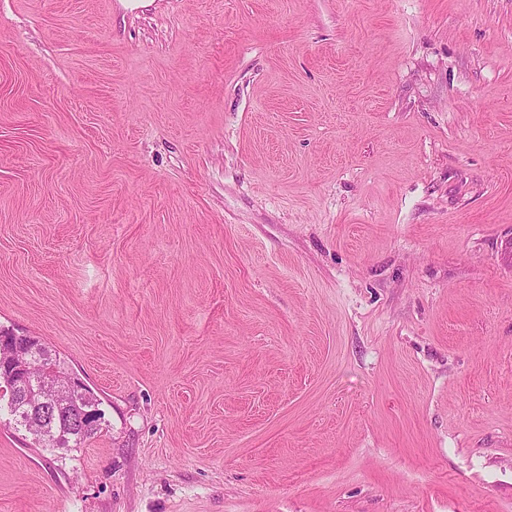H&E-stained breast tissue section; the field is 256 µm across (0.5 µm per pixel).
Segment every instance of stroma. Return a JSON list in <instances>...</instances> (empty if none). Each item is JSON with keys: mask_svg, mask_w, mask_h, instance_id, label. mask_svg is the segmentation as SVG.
<instances>
[{"mask_svg": "<svg viewBox=\"0 0 512 512\" xmlns=\"http://www.w3.org/2000/svg\"><path fill=\"white\" fill-rule=\"evenodd\" d=\"M0 512H512V0H0ZM28 348L25 350L24 357L26 360H31L35 367L27 376V369L29 365L24 361L18 363L17 371L24 372L22 377H26V381H22L20 378L12 375L7 370L2 369L0 365V379H3L0 388H4L5 394L1 395L4 397L8 394V408L12 418L16 425L24 426L29 432L35 435L39 442H42L45 446L49 447H69V443L73 442L74 448H79L87 438H89L96 428H92V410H86L83 408L75 409L72 407L71 396L74 391H78L81 394H86V384L81 378L75 374L70 375V379L67 384V391L69 394L70 401H60L57 399H48L41 394V392L33 393L27 389L19 391L17 398L21 399L25 403H28L31 408V414L29 415L30 421L32 418L38 417L43 420L59 421L66 423L69 427L81 426L83 428L89 427L85 430L82 429H66L58 427L57 424L52 422L46 423L43 428L34 429L28 426L27 414L24 406L21 405L20 401L13 396V392L19 387H28L35 389L40 386L42 370L44 367L54 366L56 368V376L60 382H63L65 372H62L60 367V360L53 358L51 354L45 349L40 343V340L36 337L28 336ZM3 391V392H4ZM35 398L37 401H35Z\"/></svg>", "mask_w": 512, "mask_h": 512, "instance_id": "obj_1", "label": "stroma"}]
</instances>
